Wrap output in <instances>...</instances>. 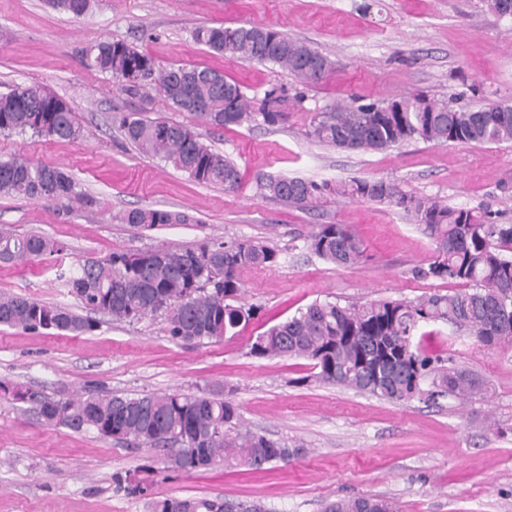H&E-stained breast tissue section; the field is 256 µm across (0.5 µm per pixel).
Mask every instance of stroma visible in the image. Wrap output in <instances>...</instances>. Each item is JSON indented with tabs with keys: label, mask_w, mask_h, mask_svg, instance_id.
I'll use <instances>...</instances> for the list:
<instances>
[{
	"label": "stroma",
	"mask_w": 512,
	"mask_h": 512,
	"mask_svg": "<svg viewBox=\"0 0 512 512\" xmlns=\"http://www.w3.org/2000/svg\"><path fill=\"white\" fill-rule=\"evenodd\" d=\"M90 0L79 16L45 0H0V93L33 82L73 107L83 131L74 143L0 134V159L15 155L57 165L87 197L84 205L0 196V228L65 244L64 253L28 266L0 264V295L77 307L58 270L117 250L190 248L203 241L259 240L280 253L277 265L246 268L236 304L254 308L249 326L223 341L181 344L163 315L135 322L100 316L96 330L74 336L0 327V380L51 396L234 389L246 424L306 455L269 470L166 468L158 449L134 448L93 432L45 425L28 405L0 395V512H148L143 499L116 487V477L156 469L159 497L228 498L269 512H321L325 500L388 498L401 512H512V349L481 346L451 325H428L422 348L473 371L482 386L472 402L416 398L389 402L311 381L303 358H257L253 336L313 302L346 306L379 297L413 301L456 285L419 277L434 243L402 209L375 202L297 209L261 197L266 176L316 182L382 178L417 196L488 211L512 223V145L410 141L379 153L336 151L308 139L307 118L336 100L367 103L423 93L456 95L471 107L512 101V20L483 0ZM272 27L329 57L320 84L303 86L266 64L239 63L192 39L201 25ZM122 40L163 67L220 69L262 99L276 87L299 98L288 121L224 129L170 108L154 86L130 95L111 75L90 67L87 49ZM139 113L193 127L202 142L230 157L242 179L225 191L194 182L158 157L142 155L119 127ZM141 206L182 210L191 224L143 230L118 214ZM318 224H347L366 247L363 260L341 268L305 246Z\"/></svg>",
	"instance_id": "obj_1"
}]
</instances>
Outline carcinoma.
Returning <instances> with one entry per match:
<instances>
[{
  "label": "carcinoma",
  "mask_w": 512,
  "mask_h": 512,
  "mask_svg": "<svg viewBox=\"0 0 512 512\" xmlns=\"http://www.w3.org/2000/svg\"><path fill=\"white\" fill-rule=\"evenodd\" d=\"M59 11L83 14L89 0H48ZM193 40L210 51L242 63L272 64L296 81L316 84L325 78L309 60L324 54L263 25H201ZM91 66L112 75L130 94L155 84L164 101L190 112L216 129L260 121L285 122L292 104L272 88L260 102L224 73L207 66L160 67L144 51L122 42L103 40L87 50ZM455 97L429 99L409 94L393 100L355 105L339 101L310 117L306 134L338 150L384 152L409 141L438 144L512 142V102L490 100L476 108L454 104ZM126 138L146 156H160L201 184H221L234 191L240 183L237 165L200 141L188 125L164 118L131 114L120 119ZM32 132L76 142L81 127L71 106L39 83L0 94V131ZM264 198L299 209L311 208L327 196L344 201L390 203L403 209L435 243L423 278L448 281L462 290L434 292L415 301L380 298L341 306L315 302L253 337L250 354L259 358H305L316 381L387 401L427 395L466 404L478 393L479 378L462 367H446L413 343L423 325L447 322L473 333L487 347H512V224L488 214L451 207L442 200L414 196L384 179L331 183L296 177L269 176L260 183ZM22 196L46 203L80 202L83 194L71 174L26 158L0 160V196ZM117 220L143 229L192 224L181 211L148 206L128 209ZM308 249L338 267H352L365 254L363 241L346 224H319L306 238ZM63 252L50 238L0 230V262L26 265ZM276 249L259 241L203 243L197 248L158 247L118 250L105 258H89L74 273H61L65 286L88 312L20 295H0V326L36 333L56 330L79 336L98 327L89 314L138 321L161 313L169 337L178 342L218 341L235 336L254 319L252 308L230 303L239 292L238 271L272 267ZM0 392L31 406L49 426L126 442L138 448H159L165 458L181 461L180 469L206 467L219 459L232 468L262 470L303 454L248 427L233 389L199 393L180 391L136 396L86 392L77 397H50L22 384L0 382ZM143 477L126 478L123 489L148 500L149 512H253L227 499L156 497L152 469ZM322 512H400L396 502L371 496L325 502Z\"/></svg>",
  "instance_id": "carcinoma-1"
}]
</instances>
